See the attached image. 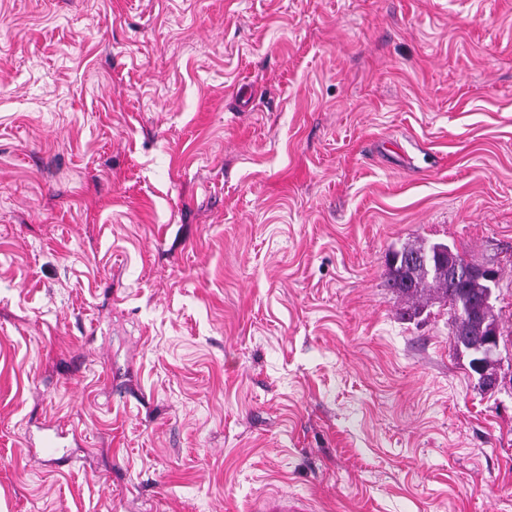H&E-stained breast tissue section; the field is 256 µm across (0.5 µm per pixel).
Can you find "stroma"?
<instances>
[{"instance_id":"stroma-1","label":"stroma","mask_w":512,"mask_h":512,"mask_svg":"<svg viewBox=\"0 0 512 512\" xmlns=\"http://www.w3.org/2000/svg\"><path fill=\"white\" fill-rule=\"evenodd\" d=\"M276 494L512 512V0H0V512ZM443 246L446 245L420 242L406 245L397 251L402 254V257L401 254H397L395 257L396 262H399L395 264L388 260L390 287L411 302V305H408L409 308L404 312V316L409 319L419 313L416 301L426 291L431 290L437 293L445 304H449L450 307L457 306L461 314H465L466 317L461 323L448 322V336L457 351L466 353L470 357L469 368L479 376L478 380L480 381L481 373L478 370V365L481 364L482 368L488 369L490 373L494 372L491 362L496 367L501 363V346L495 331L490 327L489 333L480 330L479 323L473 320L472 315L487 294L488 288L485 280L491 282V288H497V278L493 269L481 265H469L448 245L447 249L442 248L444 252H448V259H443V252L439 250ZM451 250L456 270L448 272V267L452 263ZM405 255L408 256L407 260L404 259ZM409 255L427 256L428 262L426 264L423 262L410 264ZM467 267L472 276L482 279L466 276ZM478 314L475 313V315ZM486 334L487 336H485ZM485 339V345L490 347L491 362L480 356L479 348ZM482 382L488 391L496 390L499 386L497 373L494 372L492 375L482 378Z\"/></svg>"}]
</instances>
